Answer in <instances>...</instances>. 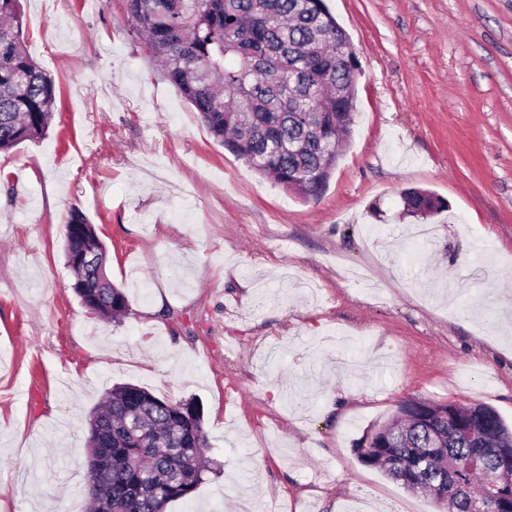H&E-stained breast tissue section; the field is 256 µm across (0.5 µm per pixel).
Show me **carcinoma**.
Segmentation results:
<instances>
[{
  "label": "carcinoma",
  "instance_id": "carcinoma-1",
  "mask_svg": "<svg viewBox=\"0 0 512 512\" xmlns=\"http://www.w3.org/2000/svg\"><path fill=\"white\" fill-rule=\"evenodd\" d=\"M126 9L167 81L194 107L213 137L283 190L319 199L351 135L359 75L352 45L325 0H126ZM20 0H0V152L46 135L56 107L54 78L27 52ZM402 217L426 219L448 210L424 191L401 192ZM86 250L105 251L93 224L74 208L64 254L72 289L100 317L128 311L124 288L109 285L106 263L87 270ZM434 422L458 432L457 422L494 429L493 441L512 443V429L492 408L437 407ZM402 430L406 442L391 433ZM427 429L410 413L381 426L359 461L379 467L406 490ZM86 491L92 512H167L202 483L207 435L200 409L158 397L131 383L115 384L88 423ZM467 488L458 512L474 499L512 495V456L489 472L458 469L445 490Z\"/></svg>",
  "mask_w": 512,
  "mask_h": 512
}]
</instances>
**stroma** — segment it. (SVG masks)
I'll use <instances>...</instances> for the list:
<instances>
[{"label":"stroma","instance_id":"1","mask_svg":"<svg viewBox=\"0 0 512 512\" xmlns=\"http://www.w3.org/2000/svg\"><path fill=\"white\" fill-rule=\"evenodd\" d=\"M360 63L318 201L262 179L165 79L125 0H20L56 82L0 152V512H86L88 418L133 383L201 410L212 469L168 512H438L357 450L405 399L512 424V0H325ZM447 211L400 219L402 189ZM81 210L129 287L91 313ZM86 250L104 253L99 267L87 270L78 264L79 255ZM64 254L66 265L74 274L72 289L88 309L100 317L112 320L127 314L129 305L124 288L112 284L107 274L105 247L94 225L76 208L68 216Z\"/></svg>","mask_w":512,"mask_h":512}]
</instances>
